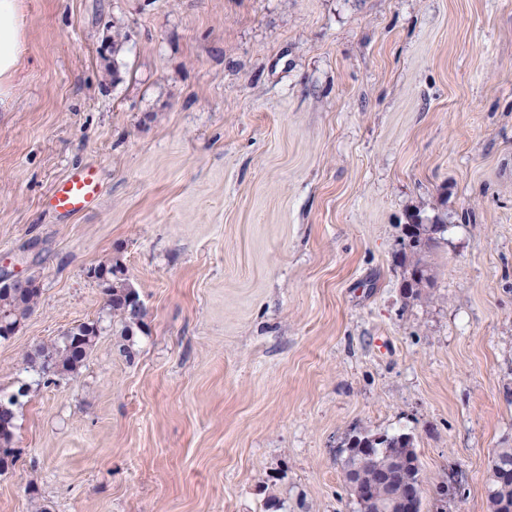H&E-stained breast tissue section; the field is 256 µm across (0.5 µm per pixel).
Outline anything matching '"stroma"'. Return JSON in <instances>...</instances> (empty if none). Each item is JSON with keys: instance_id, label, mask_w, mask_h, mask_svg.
Here are the masks:
<instances>
[{"instance_id": "obj_1", "label": "stroma", "mask_w": 512, "mask_h": 512, "mask_svg": "<svg viewBox=\"0 0 512 512\" xmlns=\"http://www.w3.org/2000/svg\"><path fill=\"white\" fill-rule=\"evenodd\" d=\"M23 13L0 270L41 296L0 341V390L31 384L0 512H355L359 432L413 437L423 512H490L512 448V0ZM84 166L97 203L58 215ZM411 214L448 226L414 299ZM111 258L146 307L133 358L107 328L39 383L27 352L103 315L89 270ZM99 195L96 172L85 168L71 172L55 185L51 204L61 214L77 215L92 207ZM512 471V448L499 449L492 460L488 499L491 512H512V476L504 477L501 470Z\"/></svg>"}]
</instances>
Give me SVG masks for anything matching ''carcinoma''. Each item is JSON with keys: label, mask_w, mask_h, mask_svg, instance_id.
<instances>
[{"label": "carcinoma", "mask_w": 512, "mask_h": 512, "mask_svg": "<svg viewBox=\"0 0 512 512\" xmlns=\"http://www.w3.org/2000/svg\"><path fill=\"white\" fill-rule=\"evenodd\" d=\"M447 231L448 225L436 222L417 224L414 232H404V259L409 273L419 272L425 287L431 282L427 256ZM98 268L101 276L97 282L112 327L126 338L134 335V329L144 325L145 317L144 303L137 289L118 260L101 263ZM39 299L40 289L36 284L20 294L0 287V318H7L16 330L33 313ZM99 333V321L79 322L62 334L60 342L36 347L26 360L47 384L56 377L74 376L84 365ZM27 390V384L23 383L17 392L0 397V474L14 467L17 461L16 406L18 398L26 395ZM364 448L371 452L363 453ZM344 452V477L350 494L358 506L363 497H368L370 512H397V500L405 488L421 482L413 437L408 434H355L348 438ZM506 467L512 469V448L499 449L492 460L488 487L491 512H512V476L506 478L501 473Z\"/></svg>", "instance_id": "obj_1"}]
</instances>
